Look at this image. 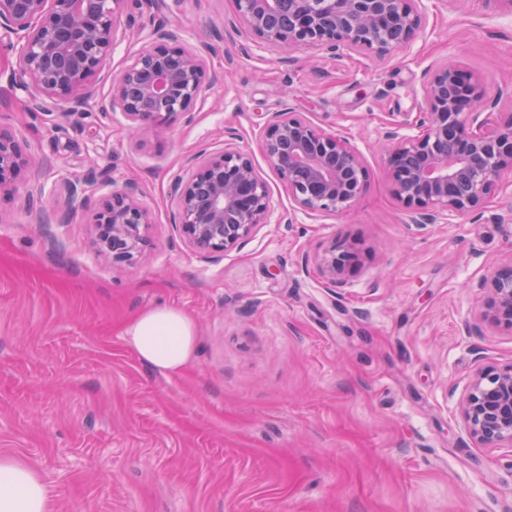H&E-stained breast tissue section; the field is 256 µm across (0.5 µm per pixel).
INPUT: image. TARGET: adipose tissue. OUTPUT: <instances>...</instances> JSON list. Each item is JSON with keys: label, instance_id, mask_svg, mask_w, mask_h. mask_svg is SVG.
<instances>
[{"label": "adipose tissue", "instance_id": "ef3b65f1", "mask_svg": "<svg viewBox=\"0 0 512 512\" xmlns=\"http://www.w3.org/2000/svg\"><path fill=\"white\" fill-rule=\"evenodd\" d=\"M195 322L175 306H161L133 318L125 335L137 356L165 374L179 373L195 347ZM50 489L26 463L0 455V512H49Z\"/></svg>", "mask_w": 512, "mask_h": 512}]
</instances>
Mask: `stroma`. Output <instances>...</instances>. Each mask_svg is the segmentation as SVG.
<instances>
[{
	"label": "stroma",
	"instance_id": "stroma-1",
	"mask_svg": "<svg viewBox=\"0 0 512 512\" xmlns=\"http://www.w3.org/2000/svg\"><path fill=\"white\" fill-rule=\"evenodd\" d=\"M419 7L424 30L378 57L265 48L235 0H129L98 98L158 24L203 54L211 82L142 139L96 103L71 117L29 111L6 79L17 56L0 48V124L45 157L24 179L51 194L39 211L22 192L0 196V454L38 469L50 512H512V447H482L461 415L473 373L512 363V332L480 318L486 281L512 261V186L419 228L380 154L387 131L423 111L442 61L489 90L512 85V0ZM284 108L363 155L370 179L353 211L295 209L261 147ZM231 135L272 216L215 260L185 245L169 184ZM89 176L132 184L151 210L153 246L135 264L95 255L94 201L61 188ZM47 212L57 223L43 225ZM335 242L358 255L337 287L316 261ZM160 305L196 325L175 376L123 334Z\"/></svg>",
	"mask_w": 512,
	"mask_h": 512
}]
</instances>
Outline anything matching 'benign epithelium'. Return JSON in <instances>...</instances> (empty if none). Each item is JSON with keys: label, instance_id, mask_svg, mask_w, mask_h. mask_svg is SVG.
I'll return each instance as SVG.
<instances>
[{"label": "benign epithelium", "instance_id": "benign-epithelium-1", "mask_svg": "<svg viewBox=\"0 0 512 512\" xmlns=\"http://www.w3.org/2000/svg\"><path fill=\"white\" fill-rule=\"evenodd\" d=\"M128 0H0V29L18 58L9 82L25 91L32 109L52 103L64 113L83 112L95 94V76L118 39V14ZM418 0H236L238 21L262 44L275 48L315 46L383 54L422 31ZM147 46L124 68L104 113L116 110L140 135L189 111L207 88L200 51L183 45L180 33L155 26ZM418 132L387 134L383 155L392 196L418 227L483 207L512 178V122L488 126L482 115L512 89L489 96L485 82L453 64L429 75ZM262 148L288 187L295 207L329 213L352 209L368 186L367 166L349 139L314 125L300 112L272 113ZM35 164L11 130L0 127V193L16 190L21 173ZM173 223L194 252L218 258L270 223L268 187L248 153L233 142L206 154L192 172L171 180ZM91 224L97 256L133 264L150 246L151 210L134 187L100 195ZM356 259L332 245L319 270L337 286ZM482 313L512 330V262L488 281ZM469 436L486 448L512 446V364L478 369L461 403Z\"/></svg>", "mask_w": 512, "mask_h": 512}]
</instances>
